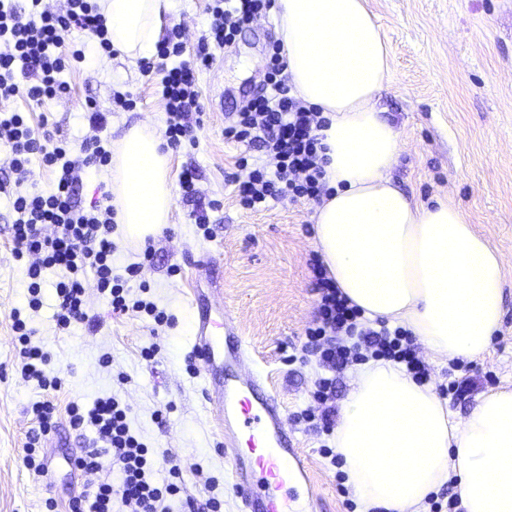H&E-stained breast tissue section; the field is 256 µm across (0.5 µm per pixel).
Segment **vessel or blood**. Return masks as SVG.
<instances>
[{
	"mask_svg": "<svg viewBox=\"0 0 512 512\" xmlns=\"http://www.w3.org/2000/svg\"><path fill=\"white\" fill-rule=\"evenodd\" d=\"M205 287L193 288L191 356L202 374L203 394L221 433V449L239 476L249 512H316L314 500L297 507L288 484L312 485L307 457L288 436L283 412L256 374L247 372L248 350L225 312L216 258L199 260Z\"/></svg>",
	"mask_w": 512,
	"mask_h": 512,
	"instance_id": "obj_1",
	"label": "vessel or blood"
}]
</instances>
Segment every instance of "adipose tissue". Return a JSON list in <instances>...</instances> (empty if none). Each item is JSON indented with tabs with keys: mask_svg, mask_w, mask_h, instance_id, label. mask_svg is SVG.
<instances>
[{
	"mask_svg": "<svg viewBox=\"0 0 512 512\" xmlns=\"http://www.w3.org/2000/svg\"><path fill=\"white\" fill-rule=\"evenodd\" d=\"M113 47L150 56L173 0H99ZM295 94L322 112L329 189L314 207L329 275L364 316L406 324L441 356L475 358L502 317V262L462 212L417 204L392 183L398 134L375 107L391 60L366 0H276ZM112 203L125 237L169 222L170 156L131 127L112 150ZM365 507L417 512L449 474L464 512H512V390L479 399L461 423L428 386L377 361L360 374L334 439Z\"/></svg>",
	"mask_w": 512,
	"mask_h": 512,
	"instance_id": "obj_1",
	"label": "adipose tissue"
}]
</instances>
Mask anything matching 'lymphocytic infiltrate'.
Wrapping results in <instances>:
<instances>
[{"instance_id": "1", "label": "lymphocytic infiltrate", "mask_w": 512, "mask_h": 512, "mask_svg": "<svg viewBox=\"0 0 512 512\" xmlns=\"http://www.w3.org/2000/svg\"><path fill=\"white\" fill-rule=\"evenodd\" d=\"M273 6L274 0H217L211 9L209 34L201 38L198 51L190 57L184 54L180 26L169 31L157 49L160 59H180L179 65L167 69L161 80L169 147L193 140L195 127L202 123L203 107L196 81L199 71L211 66L213 49L224 48L237 29ZM74 28L89 32L98 49L111 52L108 29L93 0H65L64 8L57 11L50 10L43 0H30L26 7L17 0H0V100L22 92L39 103L64 94L67 84L62 73L87 60L84 45L69 46L63 40V31ZM284 65L280 44H273L264 91L249 100L238 112L234 125L224 130L225 138L242 148L237 167L249 168L248 157L253 151L262 152L271 161L267 167L249 168L248 180L237 185L239 202L249 210L266 208L272 201H317L326 192L325 147L320 131L327 121L279 80ZM0 145L9 150L12 174L11 179H0V193L10 194L16 214L12 240L16 258L26 263L29 308H37L41 302L43 272L57 269L63 274L55 287L60 328L88 321L85 283L90 278L113 310L143 312L152 316L155 324L169 323V316L153 303L126 300L124 281L139 275L140 264L127 266L122 278L112 272L116 224L109 192H102L86 209L74 200L82 173L110 164L109 140L96 137L76 151L64 139L36 138L23 113L4 111L0 113ZM36 162L55 175L49 191L28 184L31 166ZM310 266L319 296L318 316L315 326L305 332L302 351L315 357L325 370L313 393L322 406L319 419L323 429H330L333 423L329 401L336 385L335 374L349 364L385 360L404 366L417 383L429 381L430 372L416 356V339L411 332L401 327L383 325L373 329L363 325L361 310L328 276L323 262L314 260ZM12 320L23 360V378L36 381L43 390L58 388L59 378L46 371L48 353L32 342L33 329L28 328L20 312H13ZM130 411V406L115 395L98 399L88 409L71 405V426L77 430L90 428L95 433L91 448L74 462L88 481L74 499L72 512H112L117 504L124 512H167L166 499L180 494V464H171L166 482H155V452L132 431ZM107 467L121 474L119 486L100 480V473Z\"/></svg>"}]
</instances>
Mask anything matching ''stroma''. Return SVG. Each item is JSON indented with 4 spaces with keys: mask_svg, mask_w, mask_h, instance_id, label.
I'll return each instance as SVG.
<instances>
[{
    "mask_svg": "<svg viewBox=\"0 0 512 512\" xmlns=\"http://www.w3.org/2000/svg\"><path fill=\"white\" fill-rule=\"evenodd\" d=\"M211 2L175 0L169 23L181 27L188 50H195L208 30ZM367 8L391 55L377 106L400 136L395 185L423 205L440 200L456 205L503 259V314L487 352L463 359L453 372L448 358L418 348L431 369L430 387L461 421L481 396L512 388V0H367ZM277 37L276 15L258 17L199 72L203 123L194 130V143L171 152L174 204L168 227L152 242L150 261H142L140 246L122 232L113 235L116 274L130 263L144 264L140 276L126 284L129 300L154 303L173 316L172 325L158 328L151 318L132 312L113 314L90 282L88 322L58 329L57 276L51 271L44 274L41 308L28 310L25 264L16 259L11 242L15 214L8 195L0 194V512H45L50 498L57 501V512H69L71 497L86 483L72 462L92 433L72 429L68 410L113 394L129 403L132 430L156 450L157 482L168 478L163 450L181 460L183 490L170 512H204L213 496L223 499V512H243L237 479L220 449L222 437L190 355L189 288L195 262L208 254L220 260L224 307L239 323L250 367L277 397L289 436L310 459L321 512H362L343 463L330 454L333 434L299 419L314 409L310 392L322 374L315 358L299 355L304 330L317 318L310 269L318 255L313 204L285 200L250 211L240 205L229 179L240 149L225 140L224 128L265 88L270 44ZM63 79L68 90L61 96L36 103L20 95L9 104L27 113L36 137L58 133L77 148L96 136L117 141L135 124L164 132L161 75H145L140 59L94 49L87 63L68 69ZM127 91L137 99L128 111L114 103L115 93ZM90 103L105 113L106 128L89 125ZM187 169L196 173L198 197L209 217L204 229L182 200L180 176ZM17 308L25 310L50 352L49 368L60 377L59 388L45 392L21 378L11 317ZM152 345L157 351L149 359L144 351ZM106 355L111 365L103 364ZM121 373L129 384H119ZM463 377L471 378V388L457 395L449 391L451 380ZM46 398L55 405L56 427L37 445L47 460L46 472L38 476L22 459L36 426L30 408ZM162 409L167 416L160 423L155 415Z\"/></svg>",
    "mask_w": 512,
    "mask_h": 512,
    "instance_id": "obj_1",
    "label": "stroma"
}]
</instances>
